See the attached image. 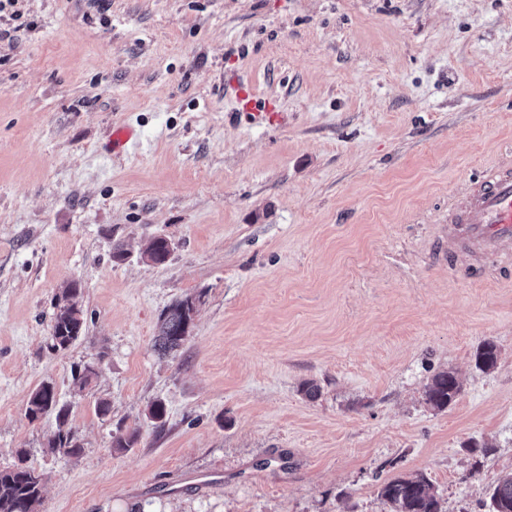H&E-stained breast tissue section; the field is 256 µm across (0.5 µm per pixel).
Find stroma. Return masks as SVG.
Segmentation results:
<instances>
[{
  "label": "stroma",
  "mask_w": 512,
  "mask_h": 512,
  "mask_svg": "<svg viewBox=\"0 0 512 512\" xmlns=\"http://www.w3.org/2000/svg\"><path fill=\"white\" fill-rule=\"evenodd\" d=\"M242 88L283 122L239 111ZM119 124L140 140L115 157ZM510 160L512 0H16L0 468L41 475L36 512H393L381 486L416 475L441 512H490L512 473V263L449 251L441 223ZM72 280L85 324L55 352ZM188 297L190 334L159 357ZM442 371L462 391L439 411ZM44 383L78 455L49 449L54 414L27 415ZM194 308L193 299L188 297L164 312L153 345L159 355L169 356L181 348L190 332ZM462 387L457 376L450 371L436 374L427 386L426 401L438 410L446 409L461 393Z\"/></svg>",
  "instance_id": "35a3bbf8"
}]
</instances>
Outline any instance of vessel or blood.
<instances>
[{
	"label": "vessel or blood",
	"instance_id": "1",
	"mask_svg": "<svg viewBox=\"0 0 512 512\" xmlns=\"http://www.w3.org/2000/svg\"><path fill=\"white\" fill-rule=\"evenodd\" d=\"M139 139L129 125L113 127V154H124ZM458 243L488 255L512 252V166L485 168L469 191L453 203L449 217Z\"/></svg>",
	"mask_w": 512,
	"mask_h": 512
}]
</instances>
